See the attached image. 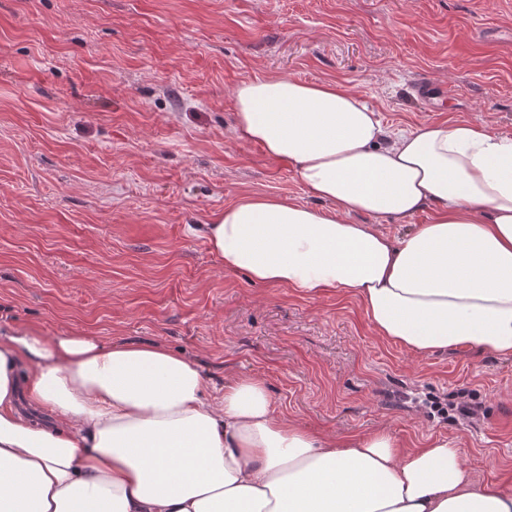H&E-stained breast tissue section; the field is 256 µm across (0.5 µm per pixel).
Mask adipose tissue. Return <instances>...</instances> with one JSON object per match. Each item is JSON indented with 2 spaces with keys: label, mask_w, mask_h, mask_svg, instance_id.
Instances as JSON below:
<instances>
[{
  "label": "adipose tissue",
  "mask_w": 512,
  "mask_h": 512,
  "mask_svg": "<svg viewBox=\"0 0 512 512\" xmlns=\"http://www.w3.org/2000/svg\"><path fill=\"white\" fill-rule=\"evenodd\" d=\"M234 136L288 161L323 209L258 194L201 231L225 270L357 299L377 336L430 356L512 357V138L467 122L385 127L341 82L236 90ZM426 222L393 238L361 213ZM0 512H512L448 439L329 436L261 380L216 386L157 344L0 334Z\"/></svg>",
  "instance_id": "1"
}]
</instances>
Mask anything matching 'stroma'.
Here are the masks:
<instances>
[{
    "label": "stroma",
    "mask_w": 512,
    "mask_h": 512,
    "mask_svg": "<svg viewBox=\"0 0 512 512\" xmlns=\"http://www.w3.org/2000/svg\"><path fill=\"white\" fill-rule=\"evenodd\" d=\"M271 76L512 138V0H0V333L158 343L308 429L448 438L512 492V358L411 355L356 299L253 283L191 232L256 193L322 208L233 135L236 88Z\"/></svg>",
    "instance_id": "35a3bbf8"
}]
</instances>
